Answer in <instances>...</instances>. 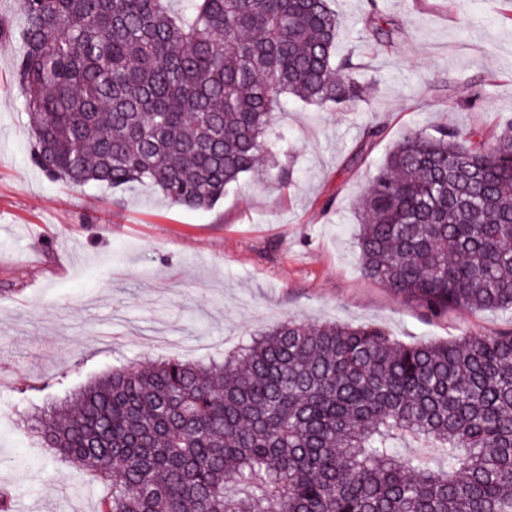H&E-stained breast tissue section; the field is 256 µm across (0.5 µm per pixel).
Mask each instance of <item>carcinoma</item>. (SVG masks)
<instances>
[{
    "mask_svg": "<svg viewBox=\"0 0 512 512\" xmlns=\"http://www.w3.org/2000/svg\"><path fill=\"white\" fill-rule=\"evenodd\" d=\"M168 2L18 0L50 179L208 209L266 157L285 173L288 98L360 100L329 0ZM359 212L362 273L424 317L512 310V132L408 133ZM30 430L107 487L97 512H512V332L404 345L288 318L224 359L114 367Z\"/></svg>",
    "mask_w": 512,
    "mask_h": 512,
    "instance_id": "1",
    "label": "carcinoma"
}]
</instances>
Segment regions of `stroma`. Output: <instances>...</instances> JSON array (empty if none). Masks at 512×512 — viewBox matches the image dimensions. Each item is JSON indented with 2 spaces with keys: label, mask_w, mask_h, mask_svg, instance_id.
I'll return each mask as SVG.
<instances>
[{
  "label": "stroma",
  "mask_w": 512,
  "mask_h": 512,
  "mask_svg": "<svg viewBox=\"0 0 512 512\" xmlns=\"http://www.w3.org/2000/svg\"><path fill=\"white\" fill-rule=\"evenodd\" d=\"M331 6L365 98L289 100L273 126L288 178L241 181L196 210L148 184L70 187L32 163L15 77L24 16L0 0V483L27 512H97L102 487L32 453L26 420L119 363L227 353L287 316L375 325L406 344L512 331L510 310L424 319L363 275L355 245L359 199L406 133L512 123V20L497 0ZM373 8L385 35L365 28ZM370 123L386 130L363 156Z\"/></svg>",
  "instance_id": "35a3bbf8"
}]
</instances>
